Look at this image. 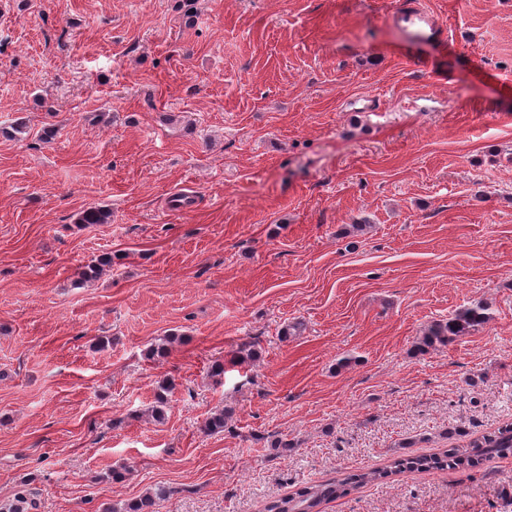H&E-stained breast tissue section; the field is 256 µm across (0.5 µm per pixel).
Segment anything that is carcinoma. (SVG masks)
<instances>
[{"mask_svg":"<svg viewBox=\"0 0 512 512\" xmlns=\"http://www.w3.org/2000/svg\"><path fill=\"white\" fill-rule=\"evenodd\" d=\"M489 319L487 308L481 303L464 308L446 321L436 322L419 339L417 349L421 353L445 348L457 339L469 334ZM259 343L247 340L233 352L230 362L233 365H245L259 357ZM173 384L164 381L159 385L156 405L151 416L157 420L165 419L168 407V395ZM230 412L217 410L208 416L203 425L205 432L220 434L227 426ZM512 455V422L500 426L497 431L469 440L464 445L446 448L430 455H397L383 468L367 471L343 472L334 479L297 490L284 497L270 501L264 506V512H321L323 504L348 494L353 488L382 482L392 475L413 472H430L445 469H471L483 462ZM169 495L168 488L157 486L141 497L114 504L106 512H156L158 503Z\"/></svg>","mask_w":512,"mask_h":512,"instance_id":"carcinoma-1","label":"carcinoma"}]
</instances>
